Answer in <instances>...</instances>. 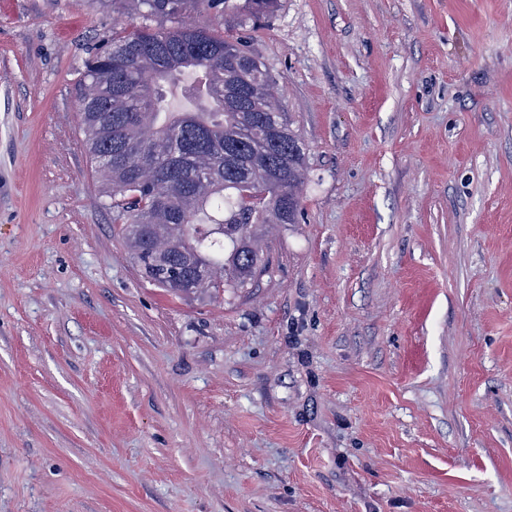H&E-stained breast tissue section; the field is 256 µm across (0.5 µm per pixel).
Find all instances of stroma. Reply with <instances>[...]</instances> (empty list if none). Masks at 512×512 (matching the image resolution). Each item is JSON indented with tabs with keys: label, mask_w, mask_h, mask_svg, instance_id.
I'll list each match as a JSON object with an SVG mask.
<instances>
[{
	"label": "stroma",
	"mask_w": 512,
	"mask_h": 512,
	"mask_svg": "<svg viewBox=\"0 0 512 512\" xmlns=\"http://www.w3.org/2000/svg\"><path fill=\"white\" fill-rule=\"evenodd\" d=\"M128 0H0V512H512V0H280L306 148L246 288L141 277L85 149Z\"/></svg>",
	"instance_id": "stroma-1"
}]
</instances>
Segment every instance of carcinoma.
I'll return each mask as SVG.
<instances>
[{
    "label": "carcinoma",
    "instance_id": "carcinoma-1",
    "mask_svg": "<svg viewBox=\"0 0 512 512\" xmlns=\"http://www.w3.org/2000/svg\"><path fill=\"white\" fill-rule=\"evenodd\" d=\"M147 24L112 38L85 61L80 93L86 147L125 221L140 272L190 296L256 277L258 224H295L304 183L301 136L248 42L179 21L198 6L224 7L244 30L278 0H135ZM186 70L185 96L211 111L173 112L167 86Z\"/></svg>",
    "mask_w": 512,
    "mask_h": 512
}]
</instances>
